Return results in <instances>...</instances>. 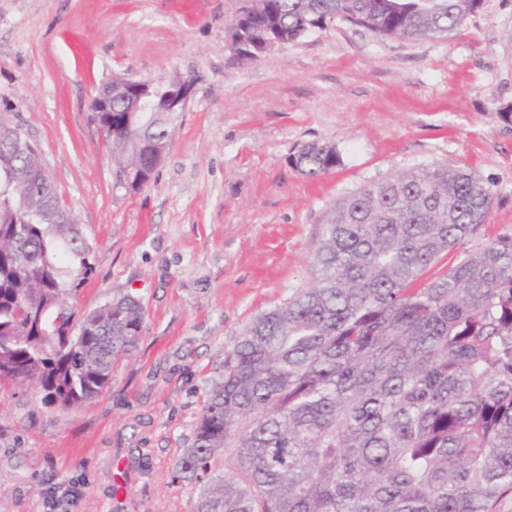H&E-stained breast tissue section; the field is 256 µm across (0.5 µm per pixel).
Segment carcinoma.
Returning a JSON list of instances; mask_svg holds the SVG:
<instances>
[{
  "instance_id": "obj_1",
  "label": "carcinoma",
  "mask_w": 512,
  "mask_h": 512,
  "mask_svg": "<svg viewBox=\"0 0 512 512\" xmlns=\"http://www.w3.org/2000/svg\"><path fill=\"white\" fill-rule=\"evenodd\" d=\"M230 24L269 19L294 43L349 23L382 39L457 30L481 0H251ZM112 76L103 129L116 182L153 172L167 112L120 111ZM341 163L326 141L303 144L296 170ZM492 190L438 163L366 185L336 205L316 276L258 313L224 358L174 477L198 485L190 512H492L512 490V236L430 275L481 234ZM92 246L37 147L0 148V386L28 383L41 402L90 404L143 331L138 300L77 312ZM224 459V472L215 470Z\"/></svg>"
}]
</instances>
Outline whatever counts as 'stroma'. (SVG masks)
<instances>
[{
    "instance_id": "35a3bbf8",
    "label": "stroma",
    "mask_w": 512,
    "mask_h": 512,
    "mask_svg": "<svg viewBox=\"0 0 512 512\" xmlns=\"http://www.w3.org/2000/svg\"><path fill=\"white\" fill-rule=\"evenodd\" d=\"M243 0H0V119L35 143L92 247L77 310L124 295L145 322L89 405L0 389V512H189L174 460L253 317L307 287L336 204L392 174L463 165L493 191L486 239L512 235V0L448 38L343 22L233 61ZM198 83L154 179L115 181L90 104L112 75ZM342 163L309 179L300 145ZM77 499L48 506L51 488Z\"/></svg>"
}]
</instances>
